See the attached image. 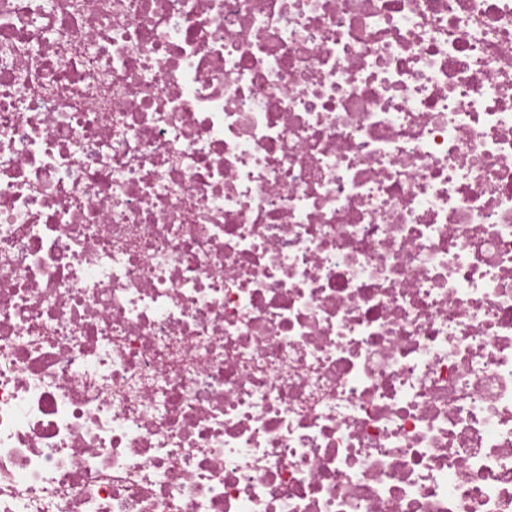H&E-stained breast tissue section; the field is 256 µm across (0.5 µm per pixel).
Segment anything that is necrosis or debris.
Segmentation results:
<instances>
[{"mask_svg":"<svg viewBox=\"0 0 512 512\" xmlns=\"http://www.w3.org/2000/svg\"><path fill=\"white\" fill-rule=\"evenodd\" d=\"M0 512H512V0H0Z\"/></svg>","mask_w":512,"mask_h":512,"instance_id":"necrosis-or-debris-1","label":"necrosis or debris"}]
</instances>
